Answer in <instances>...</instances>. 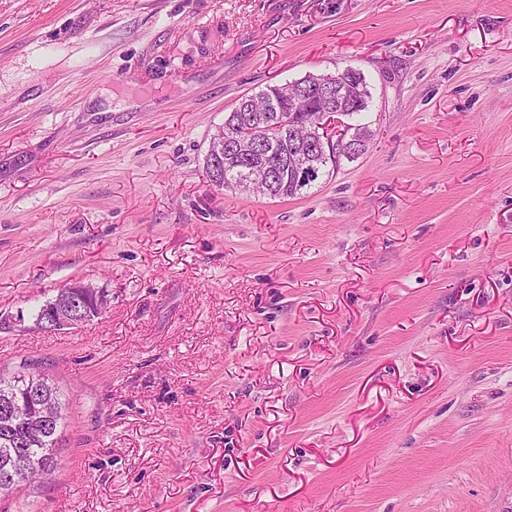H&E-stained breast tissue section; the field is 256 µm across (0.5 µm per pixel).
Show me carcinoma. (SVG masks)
I'll return each mask as SVG.
<instances>
[{
  "mask_svg": "<svg viewBox=\"0 0 512 512\" xmlns=\"http://www.w3.org/2000/svg\"><path fill=\"white\" fill-rule=\"evenodd\" d=\"M353 82L357 84L356 95L345 101L342 110L346 122L336 135L327 134V143L317 156L315 169L299 185L288 174V147L290 133L297 123L306 120L323 108L317 97L308 96L296 105L287 102H273L278 94L277 86H270L253 96L240 100L238 105L224 116V137H235L257 121H264L268 127L265 146L256 153L254 159L279 168L277 179L267 184L251 178L253 163L239 159L235 153H224V160L216 166L205 161L206 173H214L213 186L220 190H237L241 193L260 194L270 198L295 197L310 190L316 182L334 175L341 160L359 158L349 140L363 131L371 135L369 125L362 122V114L370 107L372 95L364 74L355 71ZM38 386L56 409L52 423L43 427V432L33 434V406L27 399L29 388ZM10 407L9 417H0V474L20 456L34 463L27 472L25 482L35 484L52 474L58 465V436L61 421L64 419L65 404L58 388L48 382L42 374L24 368L10 377L0 374V408Z\"/></svg>",
  "mask_w": 512,
  "mask_h": 512,
  "instance_id": "cac0c4a2",
  "label": "carcinoma"
}]
</instances>
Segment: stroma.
<instances>
[{"label":"stroma","instance_id":"stroma-1","mask_svg":"<svg viewBox=\"0 0 512 512\" xmlns=\"http://www.w3.org/2000/svg\"><path fill=\"white\" fill-rule=\"evenodd\" d=\"M362 72L368 151L217 190L225 112ZM75 282L104 313L47 331ZM69 406L0 512H512V0H0V373Z\"/></svg>","mask_w":512,"mask_h":512}]
</instances>
